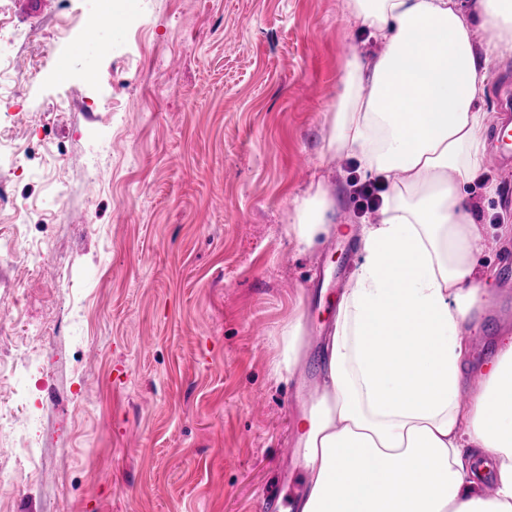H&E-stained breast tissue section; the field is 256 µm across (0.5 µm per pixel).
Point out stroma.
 Here are the masks:
<instances>
[{
  "instance_id": "obj_1",
  "label": "stroma",
  "mask_w": 512,
  "mask_h": 512,
  "mask_svg": "<svg viewBox=\"0 0 512 512\" xmlns=\"http://www.w3.org/2000/svg\"><path fill=\"white\" fill-rule=\"evenodd\" d=\"M91 6L0 0L18 32L38 27L45 60L63 59L61 80L25 89L26 123L0 112V128L32 144L31 167L39 141L61 154L63 208L7 150L0 179L36 203L21 231L66 257L73 302L53 289V264L0 268V321L25 312L49 327L32 401L60 396L37 472L0 491V512H264V497L304 490L296 423L354 272L343 254L359 247L333 235L301 253L285 228L318 183L337 223L377 220L359 207L353 160L326 148L347 57L382 47L349 24L344 0H125L99 31L105 56L80 37ZM31 49L0 40L21 63ZM105 95L111 111H90ZM94 137L108 146L96 180ZM464 190L483 226L475 260L498 293L471 313L479 362L512 320V166L485 167ZM298 314L301 364L285 382L273 359Z\"/></svg>"
}]
</instances>
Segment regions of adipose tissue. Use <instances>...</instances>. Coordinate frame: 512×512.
Wrapping results in <instances>:
<instances>
[{
	"label": "adipose tissue",
	"instance_id": "ef3b65f1",
	"mask_svg": "<svg viewBox=\"0 0 512 512\" xmlns=\"http://www.w3.org/2000/svg\"><path fill=\"white\" fill-rule=\"evenodd\" d=\"M384 45L351 55L329 153L355 155L390 184L326 343L323 385L298 420L306 473L297 512H512V329L465 375L473 309L496 298L477 271L482 237L462 181L480 171L479 104L495 54L512 51V0H478L490 37L472 43L462 0H345ZM323 188L298 200L299 251L334 234ZM492 481L494 492L481 487Z\"/></svg>",
	"mask_w": 512,
	"mask_h": 512
}]
</instances>
